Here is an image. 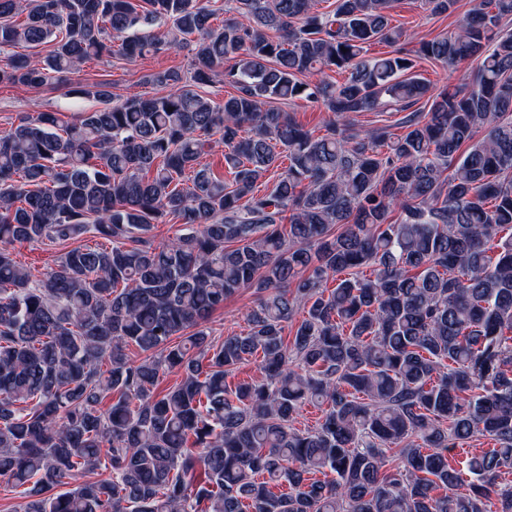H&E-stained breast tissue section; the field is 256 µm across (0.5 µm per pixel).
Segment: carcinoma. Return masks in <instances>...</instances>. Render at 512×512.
Segmentation results:
<instances>
[{"instance_id":"carcinoma-1","label":"carcinoma","mask_w":512,"mask_h":512,"mask_svg":"<svg viewBox=\"0 0 512 512\" xmlns=\"http://www.w3.org/2000/svg\"><path fill=\"white\" fill-rule=\"evenodd\" d=\"M236 2L215 27V0H0V84L192 51L190 79L150 76L160 94L81 86L100 107L0 132V479L20 512H512V0H477L413 59L368 55L407 35L397 0ZM418 59L477 70L437 92ZM273 100L322 106L325 133ZM387 105L405 133L355 127ZM215 138L229 183L201 164ZM45 241L72 248L35 278L9 246ZM246 287L248 332L213 344L203 323ZM257 355L261 378L230 385ZM305 405L323 416L301 430Z\"/></svg>"}]
</instances>
